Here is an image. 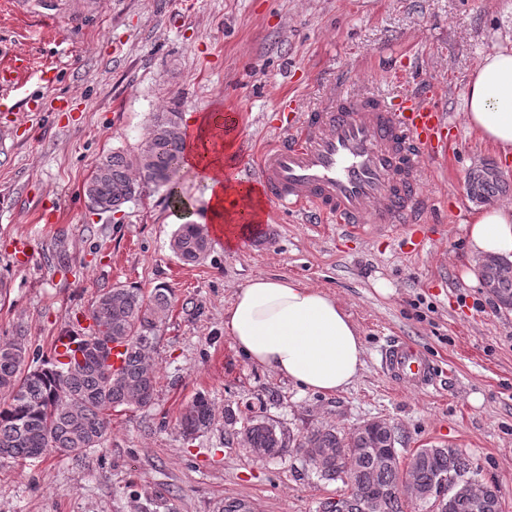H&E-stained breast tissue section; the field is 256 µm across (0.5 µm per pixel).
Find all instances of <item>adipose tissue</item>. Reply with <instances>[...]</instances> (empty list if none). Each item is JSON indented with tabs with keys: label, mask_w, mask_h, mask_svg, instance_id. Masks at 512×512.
I'll use <instances>...</instances> for the list:
<instances>
[{
	"label": "adipose tissue",
	"mask_w": 512,
	"mask_h": 512,
	"mask_svg": "<svg viewBox=\"0 0 512 512\" xmlns=\"http://www.w3.org/2000/svg\"><path fill=\"white\" fill-rule=\"evenodd\" d=\"M466 122L480 139L512 157V48L496 45L481 57L465 92ZM237 119L192 117L182 164L205 179L208 221L228 248L246 242L240 190L222 172L235 166ZM471 272L494 258L512 263V205L482 208L465 226ZM224 331L254 365L321 394L346 390L359 377L366 350L358 327L336 297L292 278L258 275L224 309Z\"/></svg>",
	"instance_id": "adipose-tissue-1"
}]
</instances>
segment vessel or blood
I'll use <instances>...</instances> for the list:
<instances>
[{
	"instance_id": "1",
	"label": "vessel or blood",
	"mask_w": 512,
	"mask_h": 512,
	"mask_svg": "<svg viewBox=\"0 0 512 512\" xmlns=\"http://www.w3.org/2000/svg\"><path fill=\"white\" fill-rule=\"evenodd\" d=\"M27 67L16 58L0 70V106L24 85ZM446 116L426 96L407 95L398 103L371 94L331 95L305 113L288 138L268 145L253 173L235 172L243 186L239 206L253 220V194L311 220L325 216L347 231L372 234L396 224H420L423 163L441 156ZM492 169L477 166L466 184L474 203L486 202L481 186ZM386 371L408 387L424 391L437 375L430 357L406 342L390 344L381 355Z\"/></svg>"
}]
</instances>
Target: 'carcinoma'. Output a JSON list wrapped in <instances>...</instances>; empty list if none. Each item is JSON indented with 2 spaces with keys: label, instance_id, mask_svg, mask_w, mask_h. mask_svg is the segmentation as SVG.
<instances>
[{
  "label": "carcinoma",
  "instance_id": "1",
  "mask_svg": "<svg viewBox=\"0 0 512 512\" xmlns=\"http://www.w3.org/2000/svg\"><path fill=\"white\" fill-rule=\"evenodd\" d=\"M184 145L180 114H157L137 152H112L94 160L84 184L86 198L114 212L144 187L167 185L183 169ZM171 249L182 262L196 263L206 256L210 241L202 226L183 224ZM482 277L503 305L512 306V264H485ZM171 305V293L163 287L102 291L88 313L82 359L74 362L49 360L34 368L26 336L20 333L1 343L0 459L25 461L49 450L78 457L102 445L113 410L150 405L156 376L149 352ZM114 341L128 346L127 366L118 373L110 371L103 349ZM213 424L211 404L202 395L179 419L187 435ZM243 440L267 456L293 448L321 479L342 481L347 492L324 502L322 512H368L375 499L379 512H407L410 506L417 512H501L497 487L479 483L471 457L451 445L419 449L401 474L394 432L379 423H368L348 437L332 427L295 437L274 420L255 415L243 427ZM408 484L428 495L408 501L401 495Z\"/></svg>",
  "mask_w": 512,
  "mask_h": 512
}]
</instances>
